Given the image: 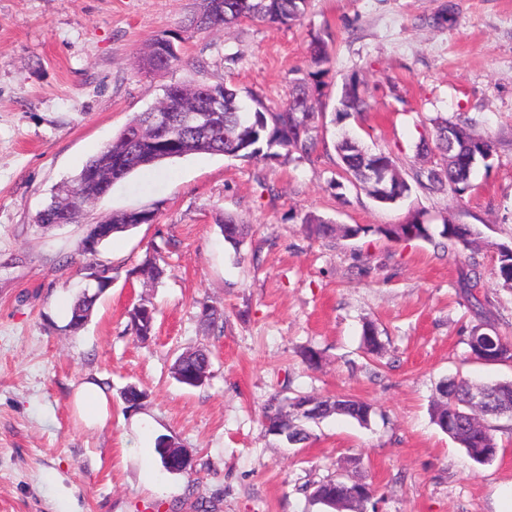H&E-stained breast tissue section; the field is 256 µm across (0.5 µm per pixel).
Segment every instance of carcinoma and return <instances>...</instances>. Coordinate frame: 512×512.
I'll return each instance as SVG.
<instances>
[{
	"label": "carcinoma",
	"mask_w": 512,
	"mask_h": 512,
	"mask_svg": "<svg viewBox=\"0 0 512 512\" xmlns=\"http://www.w3.org/2000/svg\"><path fill=\"white\" fill-rule=\"evenodd\" d=\"M309 0H200V11L193 18L191 26L196 30L229 28L244 20L258 21L271 27L291 26L299 21L307 11ZM309 71L306 77L295 82L287 103L277 112L268 111L263 101L253 95L254 106L248 107L239 100V90L224 87V111H208V95L195 84L188 86L174 83L167 86L169 96L179 97L184 104L207 117L201 126L184 125L182 113L173 112L172 128L165 133H157L151 127V113L143 112L135 116L103 150L92 157L71 181L64 184L53 195L50 202L39 212L36 223L44 228L55 224H69L91 204L107 194L102 185L107 174L119 181L131 173L150 166H157L167 160L192 153L219 154L253 161L281 158L288 162L295 152L309 153L317 143L318 124L322 111L314 102L323 96L328 73L330 53L328 43L319 35L311 37L308 47ZM182 64L179 52L170 51L164 56L149 49L143 66L148 70L161 71L176 68ZM368 107L366 98L360 93L358 84L351 82L343 87L335 112L339 119L353 113H361ZM464 129L461 120L437 117L433 119V135L429 140L421 139L417 152L436 157L429 168L413 172L411 179L403 177L392 156L381 152V159L389 163L387 199L395 203L410 196L417 186L429 193L462 195L471 188L470 174L474 165L448 152V138L443 132L448 127ZM335 150L341 169V180L350 184L362 182L365 170V148L356 140L340 137ZM310 235L329 238L336 232L344 237H356L363 228L343 225L336 227L318 216L310 215L305 220ZM224 241L235 250H240L248 235L245 225L230 215H224L219 224ZM373 233L387 240L411 241L422 239L432 241L438 237L453 245L457 254L469 253L474 256L477 246V232L469 224H443L433 231L431 225L424 224L414 216L403 224L379 226ZM498 266L495 275L512 288V248L497 245ZM90 256L84 271L86 277H97L102 283L95 289H85L72 306L69 326L77 329L85 322L100 297L105 292L104 285L112 281V267L97 262L96 251L82 249ZM479 262L470 263L469 272L461 275L459 288L472 300L474 307H482L480 300L472 294L471 282L477 279ZM133 274L146 283H158L165 275V269L155 257H147ZM206 311L200 315L201 322L213 331H224V311L205 305ZM132 333L141 340L152 335L155 322V309L145 303L135 305L128 313ZM467 345L470 355L486 363L512 362V341H508L488 324L471 329ZM362 346L366 353L377 355L381 343L371 323L365 324L362 333ZM212 365V352L205 347H196L179 354L173 365L172 375L188 387L203 386L191 379L209 378ZM480 389L486 396V404L477 412L469 407L472 390ZM437 397L431 407L433 423L452 437L467 454L478 463L493 460L498 451L491 421L507 417L512 419V380L489 383H475L464 378H450L439 383ZM373 407L371 404L350 398H319L313 395L297 394L293 397L279 394L271 397L263 408V422L266 432L274 425L280 431L276 437L292 446H306L311 435L304 422L329 416H346L361 425L370 422ZM315 500L336 509L353 503L360 506L370 501L362 484L349 485L341 479H329L315 487Z\"/></svg>",
	"instance_id": "1"
}]
</instances>
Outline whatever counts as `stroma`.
I'll list each match as a JSON object with an SVG mask.
<instances>
[{
  "label": "stroma",
  "instance_id": "35a3bbf8",
  "mask_svg": "<svg viewBox=\"0 0 512 512\" xmlns=\"http://www.w3.org/2000/svg\"><path fill=\"white\" fill-rule=\"evenodd\" d=\"M200 0H0V512H333L312 496L334 477L371 486L378 512H512V423L500 451L474 462L430 418L440 380H512V363L470 358L471 327L512 337V288L493 270L497 245L512 243V0H455L458 21L439 24L447 0H310L301 22L256 21L196 31ZM331 53L316 150L290 161H244L193 153L140 169L79 222H36L56 189L76 176L174 82L227 83L282 108L308 69L312 35ZM166 37L183 66L143 72L148 43ZM357 81L369 109L346 119L370 150L389 152L403 174L430 166L416 145L432 118L463 117L490 136L463 196L409 198L382 206L338 177L334 106ZM154 223L113 234L97 258L112 285L80 329L59 301H75L88 225L127 210ZM479 234L476 313L457 286L459 266L424 240L389 241L374 227L414 213ZM249 227L233 249L218 222ZM363 226L353 239H317L305 219ZM166 275L147 287L133 274L146 255ZM154 307L153 335L135 338L127 311ZM224 311L206 329L202 303ZM373 322L381 353L367 357ZM205 346L210 378L189 388L171 374L176 356ZM321 355L303 362L306 348ZM98 378L110 419L86 427L77 387ZM135 385L147 396L128 406ZM287 390L352 395L374 407L369 425L332 416L310 426L306 448L268 435L261 414ZM193 457L192 471H163L158 438Z\"/></svg>",
  "mask_w": 512,
  "mask_h": 512
}]
</instances>
